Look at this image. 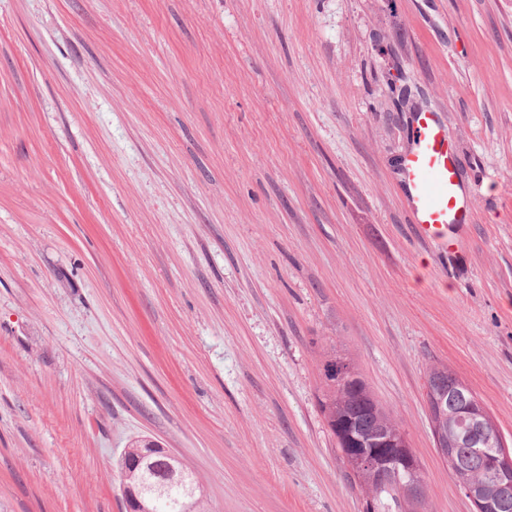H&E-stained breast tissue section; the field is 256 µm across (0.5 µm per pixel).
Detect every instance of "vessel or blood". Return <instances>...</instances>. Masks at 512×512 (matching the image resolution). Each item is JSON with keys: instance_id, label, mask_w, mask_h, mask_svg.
<instances>
[{"instance_id": "b4317fda", "label": "vessel or blood", "mask_w": 512, "mask_h": 512, "mask_svg": "<svg viewBox=\"0 0 512 512\" xmlns=\"http://www.w3.org/2000/svg\"><path fill=\"white\" fill-rule=\"evenodd\" d=\"M413 125L415 139L402 163L409 220L423 237L451 254L459 241L449 228L467 223L468 209L448 128L432 110L414 113Z\"/></svg>"}]
</instances>
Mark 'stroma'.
<instances>
[{
    "label": "stroma",
    "instance_id": "stroma-1",
    "mask_svg": "<svg viewBox=\"0 0 512 512\" xmlns=\"http://www.w3.org/2000/svg\"><path fill=\"white\" fill-rule=\"evenodd\" d=\"M439 109L463 254L396 162ZM404 429L422 512H474L425 402L512 439V0H0V512H123L142 436L211 512H366L328 355Z\"/></svg>",
    "mask_w": 512,
    "mask_h": 512
}]
</instances>
